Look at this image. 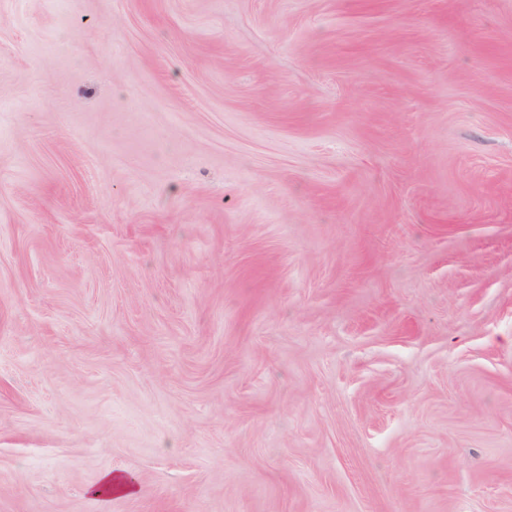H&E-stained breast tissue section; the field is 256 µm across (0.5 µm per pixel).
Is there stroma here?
<instances>
[{
    "label": "stroma",
    "instance_id": "1",
    "mask_svg": "<svg viewBox=\"0 0 512 512\" xmlns=\"http://www.w3.org/2000/svg\"><path fill=\"white\" fill-rule=\"evenodd\" d=\"M0 512H512V0H0ZM133 490L134 485L126 476L106 473L91 492L100 501L108 503L112 500V496L128 494Z\"/></svg>",
    "mask_w": 512,
    "mask_h": 512
}]
</instances>
